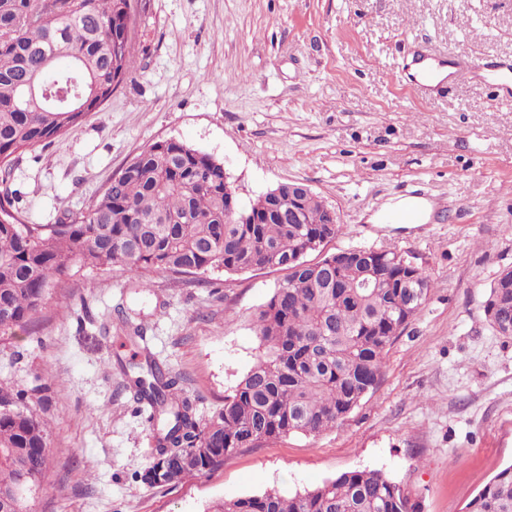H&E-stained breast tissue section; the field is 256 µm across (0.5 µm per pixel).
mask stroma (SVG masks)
<instances>
[{
    "instance_id": "obj_1",
    "label": "stroma",
    "mask_w": 512,
    "mask_h": 512,
    "mask_svg": "<svg viewBox=\"0 0 512 512\" xmlns=\"http://www.w3.org/2000/svg\"><path fill=\"white\" fill-rule=\"evenodd\" d=\"M136 63L112 97L21 154L0 198L28 224L92 205L112 176L174 139L224 165L242 202L302 183L343 231L309 260L351 248L403 253L431 278L388 347L378 386L347 419L228 455L209 476L150 487L156 422L132 400L152 356L200 421L257 353L255 314L282 271H72L22 329L0 335V383L28 390L50 423L49 468L31 512H204L275 489L292 496L352 470H380L422 512H465L512 464V340L482 302L512 268V103L492 66L512 61V0H133ZM428 57L470 61L456 86L415 85ZM425 217L395 224L386 203ZM139 311L129 346L101 323Z\"/></svg>"
}]
</instances>
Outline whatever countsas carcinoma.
I'll return each mask as SVG.
<instances>
[{"label":"carcinoma","mask_w":512,"mask_h":512,"mask_svg":"<svg viewBox=\"0 0 512 512\" xmlns=\"http://www.w3.org/2000/svg\"><path fill=\"white\" fill-rule=\"evenodd\" d=\"M131 0H0V165L77 126L105 103L135 64ZM53 92L78 97L71 109L29 96L33 77ZM248 209L260 224L224 209V166L176 140L159 141L112 177L85 211L55 224H0V332L24 327L46 304L51 285L73 268L153 269L174 274L276 268L283 283L256 313L259 356L223 408L203 424L177 377L149 362L136 404L159 418L152 461L139 478L164 468V483L210 475L224 456L291 434L318 435L359 406L383 375L384 353L432 288L425 272L379 252L342 267L326 255L297 257L340 233L325 223L322 201L300 184L276 188ZM381 277L360 288L368 266ZM421 297L400 287L405 276ZM485 320L512 339V269L503 270L482 303ZM50 427L28 392L0 385V489L25 479L43 486ZM214 512H421L420 502L380 470L344 472L286 497L275 490L229 499ZM466 512H512V464L466 505Z\"/></svg>","instance_id":"1"}]
</instances>
